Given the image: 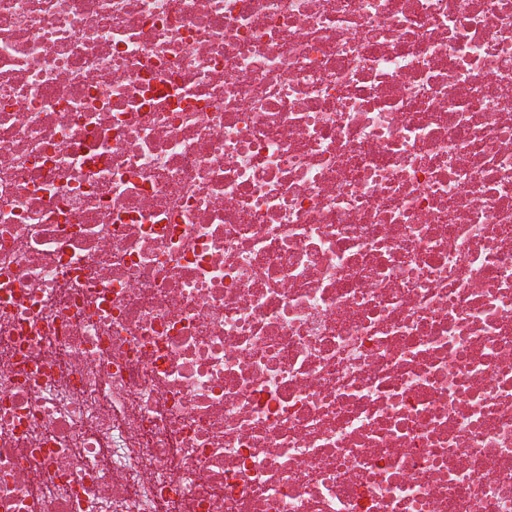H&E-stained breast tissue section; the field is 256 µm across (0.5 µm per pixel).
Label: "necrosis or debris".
Instances as JSON below:
<instances>
[{
    "instance_id": "4bbe7bcc",
    "label": "necrosis or debris",
    "mask_w": 512,
    "mask_h": 512,
    "mask_svg": "<svg viewBox=\"0 0 512 512\" xmlns=\"http://www.w3.org/2000/svg\"><path fill=\"white\" fill-rule=\"evenodd\" d=\"M0 512H512V0H0Z\"/></svg>"
}]
</instances>
